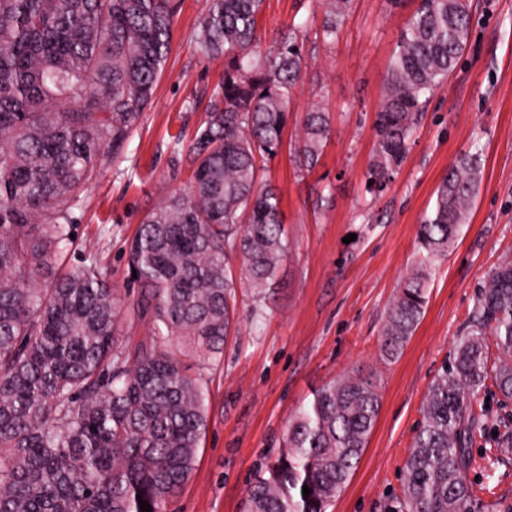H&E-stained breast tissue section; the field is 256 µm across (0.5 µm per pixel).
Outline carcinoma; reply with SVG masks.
I'll return each instance as SVG.
<instances>
[{
  "instance_id": "1",
  "label": "carcinoma",
  "mask_w": 512,
  "mask_h": 512,
  "mask_svg": "<svg viewBox=\"0 0 512 512\" xmlns=\"http://www.w3.org/2000/svg\"><path fill=\"white\" fill-rule=\"evenodd\" d=\"M264 0H207L201 51L224 79L193 148L188 190L149 212L132 238L137 298L90 264L63 270L70 211L152 101L171 47L176 0H0V512H164L194 469L207 425L206 389L180 357L221 358L235 331L231 261L258 289L288 250L281 200L259 161L282 144L303 78L294 32L262 49ZM323 42L352 0H322ZM471 34L470 0H420L400 32L376 112L366 191L377 198L407 156L436 88ZM330 135L306 113L298 169ZM463 152L417 232L418 263L392 298L381 351L396 357L427 304L428 270L448 254L483 178ZM150 316L139 341L121 326ZM502 358L489 363L486 336ZM512 398V259L482 286L473 325L432 383L404 465L397 512H470L472 400L488 378ZM380 397L357 373L317 389L291 418L280 454L248 490V512H327L360 462ZM312 489L304 497L302 488Z\"/></svg>"
}]
</instances>
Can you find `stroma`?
I'll return each mask as SVG.
<instances>
[{"label":"stroma","mask_w":512,"mask_h":512,"mask_svg":"<svg viewBox=\"0 0 512 512\" xmlns=\"http://www.w3.org/2000/svg\"><path fill=\"white\" fill-rule=\"evenodd\" d=\"M207 0H178L171 52L153 99L119 152L105 151L95 181L71 211L65 268L96 254L112 286L134 292L126 249L145 214L185 191L192 147L205 127L224 61L196 39ZM472 37L436 90L405 162L379 198L365 191L375 114L400 31L416 0H355L335 42L323 44L319 0H264L261 46L299 29L307 75L288 106L280 150L263 163L278 190L288 252L265 296L237 284L236 331L218 361L184 357L207 388L208 422L196 467L166 512H244L247 490L274 461L294 411L349 372L372 380L381 410L358 467L328 512H391L437 374L469 327L478 287L512 258V0H470ZM331 133L317 165L299 172L296 149L312 107ZM480 149L485 165L469 224L432 272L425 312L402 353L381 355L388 304L417 260L419 225L449 166ZM327 196L317 205L318 196ZM355 241H348V234ZM470 476L485 487L472 512H512V399L487 386Z\"/></svg>","instance_id":"1"}]
</instances>
